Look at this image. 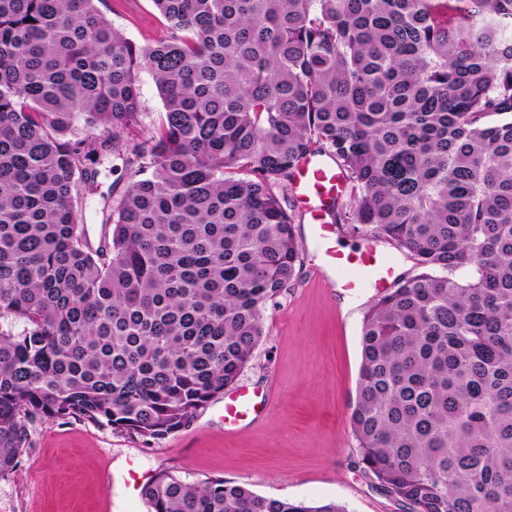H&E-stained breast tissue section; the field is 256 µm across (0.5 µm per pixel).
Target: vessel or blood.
Returning <instances> with one entry per match:
<instances>
[{
  "mask_svg": "<svg viewBox=\"0 0 512 512\" xmlns=\"http://www.w3.org/2000/svg\"><path fill=\"white\" fill-rule=\"evenodd\" d=\"M345 189L341 171L320 156L303 159L291 183L293 199L305 213L312 236L324 253V271L330 274L333 287L355 294L365 288L386 292L399 278V269L389 255L368 245L358 250L342 251L336 246V227L326 220L328 208L337 202ZM258 395L240 386L224 395V428L232 432L251 419L256 412Z\"/></svg>",
  "mask_w": 512,
  "mask_h": 512,
  "instance_id": "obj_1",
  "label": "vessel or blood"
}]
</instances>
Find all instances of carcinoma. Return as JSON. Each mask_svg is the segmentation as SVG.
<instances>
[{
    "label": "carcinoma",
    "mask_w": 512,
    "mask_h": 512,
    "mask_svg": "<svg viewBox=\"0 0 512 512\" xmlns=\"http://www.w3.org/2000/svg\"><path fill=\"white\" fill-rule=\"evenodd\" d=\"M104 3L0 0V479L38 420L164 440L234 386L300 259L277 189L326 155L330 223L420 269L364 315V467L407 512H512V0H152L143 46ZM142 71L164 117L138 140ZM110 154L131 178L95 246L80 185ZM141 496L346 512L168 471Z\"/></svg>",
    "instance_id": "obj_1"
}]
</instances>
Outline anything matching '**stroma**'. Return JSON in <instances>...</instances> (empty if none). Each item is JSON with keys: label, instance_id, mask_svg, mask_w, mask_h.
I'll return each instance as SVG.
<instances>
[{"label": "stroma", "instance_id": "1", "mask_svg": "<svg viewBox=\"0 0 512 512\" xmlns=\"http://www.w3.org/2000/svg\"><path fill=\"white\" fill-rule=\"evenodd\" d=\"M106 18L131 41L157 39L164 20L152 0H106ZM83 185L84 218L97 239L104 211L123 194L130 168L103 157ZM297 278L263 315L264 336L242 372V385L275 396L255 422L224 431V401L215 399L186 429L144 440L80 416L36 423L20 468L0 479V512H147L140 490L161 470L221 477L275 498L332 500L347 512H406L377 488L360 462L349 423L362 360L366 292L343 302L321 273L308 221ZM117 480L107 484L105 472Z\"/></svg>", "mask_w": 512, "mask_h": 512}]
</instances>
